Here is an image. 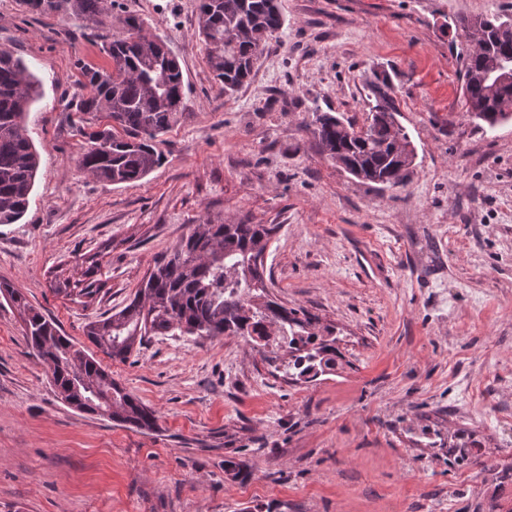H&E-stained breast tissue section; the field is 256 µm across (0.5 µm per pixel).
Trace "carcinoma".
Masks as SVG:
<instances>
[{"instance_id": "1", "label": "carcinoma", "mask_w": 512, "mask_h": 512, "mask_svg": "<svg viewBox=\"0 0 512 512\" xmlns=\"http://www.w3.org/2000/svg\"><path fill=\"white\" fill-rule=\"evenodd\" d=\"M33 11L99 23L108 0H23ZM198 32L209 66L226 94L252 78L265 43L283 26L277 0H198ZM512 12L480 17L487 48L455 47L470 116L488 128L512 120V80L488 75V61L512 67ZM126 32L102 45L111 69L81 66L84 88L77 111L107 123L84 133L79 165L88 175L112 184L139 181L161 164L155 140L176 124L183 107V74L166 41L141 34V22L125 19ZM139 43H131L132 37ZM375 105L367 123L354 124L328 112L314 113L312 134L321 151L350 176L401 184L409 172L402 156L410 144L398 122V109L387 76L375 75ZM39 81L23 62L0 50V224H14L27 211L39 167V155L25 133L31 106L39 99ZM120 127L124 135L113 132ZM276 224L197 225L170 254L157 262L133 299L120 311L87 325L88 340L114 362H124L148 336H244L288 352V369L306 381L333 370L342 358L333 330L310 329L302 310L289 308L268 293L258 268ZM86 268L75 279L53 272L57 291L77 299H94L104 287L96 278L98 255L83 257ZM0 295L12 302L25 325L28 346L46 365L61 399L87 414H97L98 397L107 393L109 373L82 347L60 333L57 323L33 307L21 291L0 282ZM110 420L137 430L156 427L154 410L117 382H112Z\"/></svg>"}]
</instances>
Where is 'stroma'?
Segmentation results:
<instances>
[{
    "mask_svg": "<svg viewBox=\"0 0 512 512\" xmlns=\"http://www.w3.org/2000/svg\"><path fill=\"white\" fill-rule=\"evenodd\" d=\"M512 0H280L284 25L251 81L225 95L198 36L197 0H112L106 25L0 0V49L42 83L26 119L40 154L29 206L0 224L7 281L87 345L195 225L274 224L265 282L330 327L342 363L305 382L239 336H155L97 359L155 410L140 431L57 397L23 320L0 297V512H512V120L469 118L456 23ZM164 38L183 114L159 167L114 185L85 174L81 65L125 17ZM395 89L415 148L405 186L365 183L322 153L313 109L368 116L373 73ZM101 254L90 304L52 270ZM496 449L456 462L451 433ZM242 464L245 479L224 471Z\"/></svg>",
    "mask_w": 512,
    "mask_h": 512,
    "instance_id": "stroma-1",
    "label": "stroma"
}]
</instances>
